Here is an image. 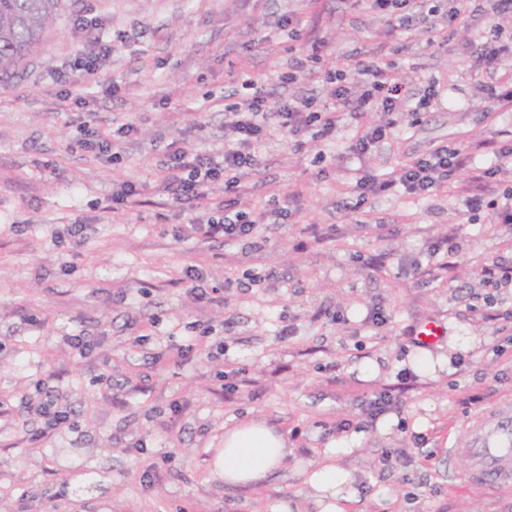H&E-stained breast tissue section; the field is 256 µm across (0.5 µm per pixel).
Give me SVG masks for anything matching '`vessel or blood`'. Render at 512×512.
I'll use <instances>...</instances> for the list:
<instances>
[{
	"mask_svg": "<svg viewBox=\"0 0 512 512\" xmlns=\"http://www.w3.org/2000/svg\"><path fill=\"white\" fill-rule=\"evenodd\" d=\"M463 432L467 447L448 455L467 459L469 480L488 489L512 486V399L472 417Z\"/></svg>",
	"mask_w": 512,
	"mask_h": 512,
	"instance_id": "vessel-or-blood-1",
	"label": "vessel or blood"
}]
</instances>
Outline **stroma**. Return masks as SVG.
<instances>
[{"mask_svg": "<svg viewBox=\"0 0 512 512\" xmlns=\"http://www.w3.org/2000/svg\"><path fill=\"white\" fill-rule=\"evenodd\" d=\"M290 19L302 22L300 41L281 28ZM385 26L352 0H72L41 52L0 81V512H263L275 496L309 512L299 471L332 442L354 450L341 460L359 490L350 512H512V489L456 479L464 462L448 457L467 444L466 417L512 394V343L488 318L512 311V297L485 306L476 275L488 259L512 264V231L483 213L468 222L443 193L381 199L371 229L345 208L360 174L387 178L437 144L512 139V112L477 94L470 68L490 19L469 17L446 41L419 29L388 42ZM100 38L114 50L95 81L77 73L56 83L55 71L94 53ZM315 44L324 47L319 74L343 54L380 56L398 77L438 80L439 96L419 126L362 160L348 150L349 127L335 144L311 140L299 151L275 132L239 203L254 211L297 189L303 205L288 223L260 227L261 250L176 239L192 213L161 191L166 145L223 150L224 107L247 94L245 79H265L279 96L278 75ZM319 74L298 90L322 104ZM90 119L105 133L116 120L138 125L120 163L76 146ZM126 180L144 185L140 203L114 208ZM68 224L84 225L83 245L55 244ZM313 224L325 241H310ZM448 234L462 251L451 269L433 271L427 248ZM190 264L214 302L186 295ZM246 270L253 285L225 288ZM376 306L386 324L366 325ZM428 320L444 336L413 347L410 330ZM288 324L293 334L282 335ZM79 333L97 341L83 356L67 341ZM444 353L449 364L424 370ZM230 370L246 384L228 398ZM385 388L391 408L367 423L364 400ZM40 390L65 401L77 429L36 438L40 420L26 401ZM244 416L287 433L295 449L257 490L211 475L225 426ZM392 448L407 454L382 466Z\"/></svg>", "mask_w": 512, "mask_h": 512, "instance_id": "35a3bbf8", "label": "stroma"}]
</instances>
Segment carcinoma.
Segmentation results:
<instances>
[{"mask_svg":"<svg viewBox=\"0 0 512 512\" xmlns=\"http://www.w3.org/2000/svg\"><path fill=\"white\" fill-rule=\"evenodd\" d=\"M69 7V0H0V80L41 46L45 33Z\"/></svg>","mask_w":512,"mask_h":512,"instance_id":"obj_1","label":"carcinoma"}]
</instances>
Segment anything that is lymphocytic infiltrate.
Wrapping results in <instances>:
<instances>
[{
    "label": "lymphocytic infiltrate",
    "mask_w": 512,
    "mask_h": 512,
    "mask_svg": "<svg viewBox=\"0 0 512 512\" xmlns=\"http://www.w3.org/2000/svg\"><path fill=\"white\" fill-rule=\"evenodd\" d=\"M374 11L386 18L390 32L410 36L417 25L441 32L445 27L465 21L469 0H458L451 14H441L429 0H366ZM505 28L492 25L481 44L472 67L482 78L480 92L494 97L501 109L512 111V69L503 68V57L512 54V38L504 39ZM328 104L317 105L313 98L292 93L274 99L257 80H248L250 95L224 107V148L217 153H201L189 146L169 145L160 163L164 172L162 189L178 204L198 205L215 190L226 199L211 212L207 221L192 220L178 226L177 239H198L205 243L221 241L225 245L253 239L260 225L284 224L291 207L301 197L293 192L287 203L272 201L260 213L239 209L242 179L260 164V147L274 131L330 143L335 141L342 121L352 120L356 135L350 145L357 158L366 157L374 148L392 141L404 115L425 112L438 96L435 79H425L419 91H411L392 72L383 57L362 59L348 56L343 66L326 71ZM493 154L495 166L483 168L476 160ZM471 170L470 184L463 190L466 212L489 209L494 224H512V186L503 185L500 176L512 169V144L476 139L466 149H448L437 145L412 157L389 177H361L354 189L356 208L362 224H369L375 200L387 195L425 196L447 190L457 172Z\"/></svg>",
    "instance_id": "lymphocytic-infiltrate-1"
}]
</instances>
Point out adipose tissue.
<instances>
[{
	"label": "adipose tissue",
	"mask_w": 512,
	"mask_h": 512,
	"mask_svg": "<svg viewBox=\"0 0 512 512\" xmlns=\"http://www.w3.org/2000/svg\"><path fill=\"white\" fill-rule=\"evenodd\" d=\"M292 450L284 433L258 419L243 420L224 431L214 471L228 487H260L276 475ZM343 448L329 447L303 467L305 497L314 512H349L356 497L350 473L340 465Z\"/></svg>",
	"instance_id": "adipose-tissue-1"
}]
</instances>
